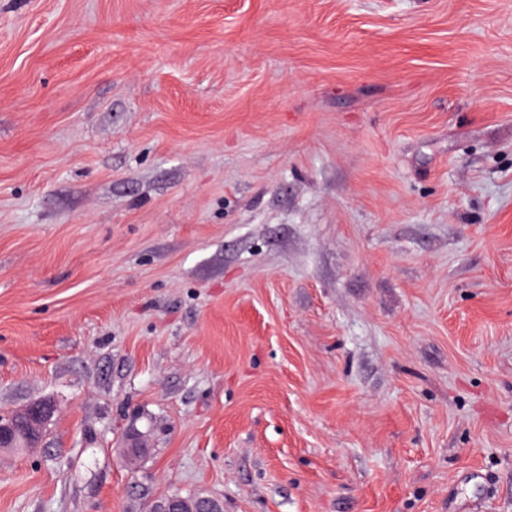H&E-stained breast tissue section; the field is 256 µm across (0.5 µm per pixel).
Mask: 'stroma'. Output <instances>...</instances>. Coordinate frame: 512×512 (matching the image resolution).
Returning a JSON list of instances; mask_svg holds the SVG:
<instances>
[{"label":"stroma","instance_id":"stroma-1","mask_svg":"<svg viewBox=\"0 0 512 512\" xmlns=\"http://www.w3.org/2000/svg\"><path fill=\"white\" fill-rule=\"evenodd\" d=\"M43 399L0 512H512V0H0ZM178 494L168 495L157 500L153 512H223L224 503L205 493L196 494L191 500L177 497Z\"/></svg>","mask_w":512,"mask_h":512}]
</instances>
